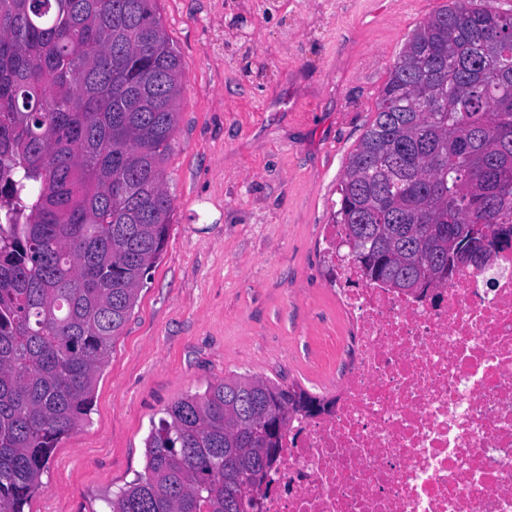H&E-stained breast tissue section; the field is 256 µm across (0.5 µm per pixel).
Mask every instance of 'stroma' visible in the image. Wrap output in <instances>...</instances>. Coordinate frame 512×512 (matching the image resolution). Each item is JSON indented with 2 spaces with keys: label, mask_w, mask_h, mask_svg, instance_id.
Wrapping results in <instances>:
<instances>
[{
  "label": "stroma",
  "mask_w": 512,
  "mask_h": 512,
  "mask_svg": "<svg viewBox=\"0 0 512 512\" xmlns=\"http://www.w3.org/2000/svg\"><path fill=\"white\" fill-rule=\"evenodd\" d=\"M450 0H158L185 64L165 165L174 220L26 512H106L165 408L242 375L332 397L322 336L346 315L324 245L388 71Z\"/></svg>",
  "instance_id": "stroma-1"
}]
</instances>
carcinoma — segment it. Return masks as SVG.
<instances>
[{
  "label": "carcinoma",
  "instance_id": "cac0c4a2",
  "mask_svg": "<svg viewBox=\"0 0 512 512\" xmlns=\"http://www.w3.org/2000/svg\"><path fill=\"white\" fill-rule=\"evenodd\" d=\"M184 73L157 0H0V512H25L90 413L164 250ZM338 193L352 257L403 293L512 247V11L451 0L413 31ZM301 410L258 378L174 401L110 512H247L271 421Z\"/></svg>",
  "mask_w": 512,
  "mask_h": 512
}]
</instances>
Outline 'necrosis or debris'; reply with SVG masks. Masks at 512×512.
<instances>
[{
	"label": "necrosis or debris",
	"mask_w": 512,
	"mask_h": 512,
	"mask_svg": "<svg viewBox=\"0 0 512 512\" xmlns=\"http://www.w3.org/2000/svg\"><path fill=\"white\" fill-rule=\"evenodd\" d=\"M340 270L335 402L290 422L248 512H512V248L435 296Z\"/></svg>",
	"instance_id": "necrosis-or-debris-1"
}]
</instances>
